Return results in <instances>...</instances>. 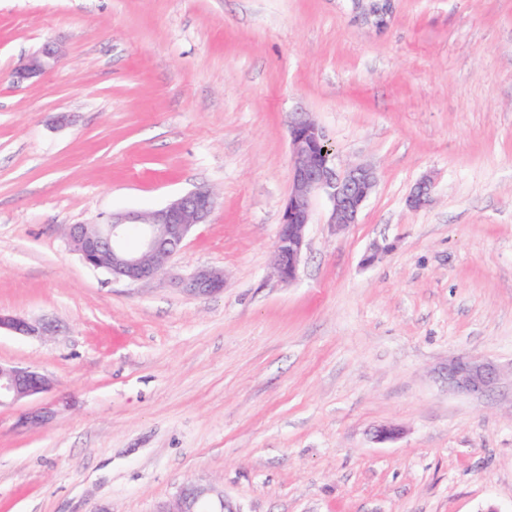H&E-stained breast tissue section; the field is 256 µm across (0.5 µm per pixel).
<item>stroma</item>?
<instances>
[{
    "mask_svg": "<svg viewBox=\"0 0 512 512\" xmlns=\"http://www.w3.org/2000/svg\"><path fill=\"white\" fill-rule=\"evenodd\" d=\"M371 8L0 0V311L63 326L0 334V363L54 382L0 407V512H154L189 480L238 512H512V0H390L381 25ZM48 38L56 66L15 84ZM301 111L377 185L340 234L315 198L284 283ZM202 185L211 218L153 281L69 248L68 225ZM205 267L223 292L183 293ZM458 355L499 387L449 388ZM433 181L424 177L412 189L406 199V204L412 210H421L427 207L432 201Z\"/></svg>",
    "mask_w": 512,
    "mask_h": 512,
    "instance_id": "1",
    "label": "stroma"
}]
</instances>
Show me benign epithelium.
<instances>
[{
	"mask_svg": "<svg viewBox=\"0 0 512 512\" xmlns=\"http://www.w3.org/2000/svg\"><path fill=\"white\" fill-rule=\"evenodd\" d=\"M59 49L47 41L18 65L13 73L16 83H24L45 74L56 63ZM291 151V176L288 197L274 243V266L283 282L295 280L306 233L312 215L313 199L320 192L331 203L330 223L340 233L358 223L360 212L376 186L372 167L354 164L337 169L333 149L322 127L308 117H299L288 127ZM433 181L420 180L406 199L413 210H421L432 201ZM215 207L212 191L198 187L147 212L112 214L105 224H71L68 236L73 250L84 264L130 283L148 281L161 274L181 250L192 229L203 224ZM182 290L190 296L209 297L224 289V271L201 268L181 280ZM25 338H42L58 330L51 320H30L0 312V331ZM499 380V370L490 361L457 356L448 361V386L458 392L483 394ZM52 380L29 368L0 364V406L19 402L47 392ZM155 512H238L221 490L207 484H189L172 501L157 506Z\"/></svg>",
	"mask_w": 512,
	"mask_h": 512,
	"instance_id": "7a95c632",
	"label": "benign epithelium"
}]
</instances>
